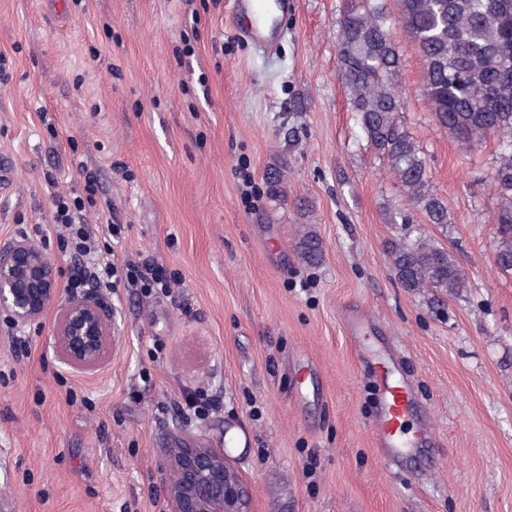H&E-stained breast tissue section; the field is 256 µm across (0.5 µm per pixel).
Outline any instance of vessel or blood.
Returning <instances> with one entry per match:
<instances>
[{
    "mask_svg": "<svg viewBox=\"0 0 512 512\" xmlns=\"http://www.w3.org/2000/svg\"><path fill=\"white\" fill-rule=\"evenodd\" d=\"M291 0H238L240 16L246 23L240 34L246 40L266 48H273L276 29L269 22L271 12L287 13ZM365 316L360 312H346L345 324L363 363L383 378L379 396V410L371 423V432L380 455L398 459L419 447V439L407 438L404 424L413 410V395L403 379L392 372L388 352L368 345L362 335Z\"/></svg>",
    "mask_w": 512,
    "mask_h": 512,
    "instance_id": "b4317fda",
    "label": "vessel or blood"
}]
</instances>
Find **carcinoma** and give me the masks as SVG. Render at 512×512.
<instances>
[{
	"mask_svg": "<svg viewBox=\"0 0 512 512\" xmlns=\"http://www.w3.org/2000/svg\"><path fill=\"white\" fill-rule=\"evenodd\" d=\"M398 23L423 58L424 92L435 121L474 147L497 140L491 186L494 257L512 271V0H399ZM338 77L345 85L359 132L405 190L408 205L426 223L448 228V206L437 194L426 160L402 124L405 99L395 82L401 66L384 0H354L338 21ZM310 262L321 249L315 235H300ZM395 278L409 292L457 297L469 276L447 247L418 234L391 254Z\"/></svg>",
	"mask_w": 512,
	"mask_h": 512,
	"instance_id": "obj_1",
	"label": "carcinoma"
}]
</instances>
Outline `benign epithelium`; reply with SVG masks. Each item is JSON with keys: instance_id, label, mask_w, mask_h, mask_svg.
I'll return each mask as SVG.
<instances>
[{"instance_id": "obj_1", "label": "benign epithelium", "mask_w": 512, "mask_h": 512, "mask_svg": "<svg viewBox=\"0 0 512 512\" xmlns=\"http://www.w3.org/2000/svg\"><path fill=\"white\" fill-rule=\"evenodd\" d=\"M54 312L51 338L57 360L75 372H95L112 358L113 312L90 295L60 294L52 259L35 241L0 245V312L22 327ZM162 471L169 512H252L251 494L222 448L175 439Z\"/></svg>"}]
</instances>
